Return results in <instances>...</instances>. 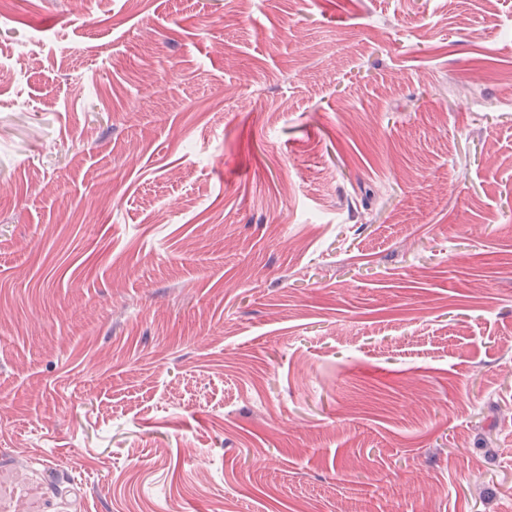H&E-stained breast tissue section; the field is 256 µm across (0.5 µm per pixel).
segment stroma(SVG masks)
I'll list each match as a JSON object with an SVG mask.
<instances>
[{
	"label": "stroma",
	"mask_w": 512,
	"mask_h": 512,
	"mask_svg": "<svg viewBox=\"0 0 512 512\" xmlns=\"http://www.w3.org/2000/svg\"><path fill=\"white\" fill-rule=\"evenodd\" d=\"M0 512H512V0H7Z\"/></svg>",
	"instance_id": "1"
}]
</instances>
